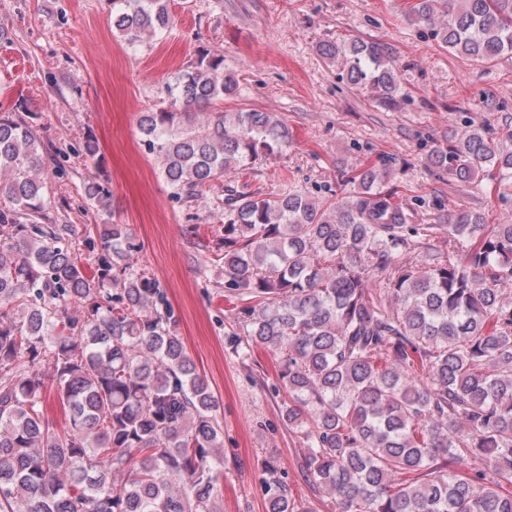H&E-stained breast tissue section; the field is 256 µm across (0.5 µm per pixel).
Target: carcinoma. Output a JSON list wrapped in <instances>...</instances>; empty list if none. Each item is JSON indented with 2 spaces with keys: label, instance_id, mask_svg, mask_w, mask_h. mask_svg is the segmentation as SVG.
<instances>
[{
  "label": "carcinoma",
  "instance_id": "carcinoma-1",
  "mask_svg": "<svg viewBox=\"0 0 512 512\" xmlns=\"http://www.w3.org/2000/svg\"><path fill=\"white\" fill-rule=\"evenodd\" d=\"M406 20L477 63L512 55V0H415ZM168 0H112L129 43L168 28ZM347 80L393 105L380 44L326 42ZM224 57L173 78L169 107L138 126L177 200L288 146L267 112H224ZM25 112L0 113V512H224L219 402L196 371L163 291L123 224L99 237L58 223ZM461 183L512 191V131L467 126L424 157ZM392 160L352 170L328 204L238 192L224 211V298L234 352L271 351L280 412L308 453L306 480L336 512H512V224L450 210L413 223L388 186ZM431 258L400 254L432 240ZM91 262H82V254ZM53 389L67 422L44 413ZM486 469L471 472L470 459ZM266 512H312L277 462Z\"/></svg>",
  "mask_w": 512,
  "mask_h": 512
}]
</instances>
